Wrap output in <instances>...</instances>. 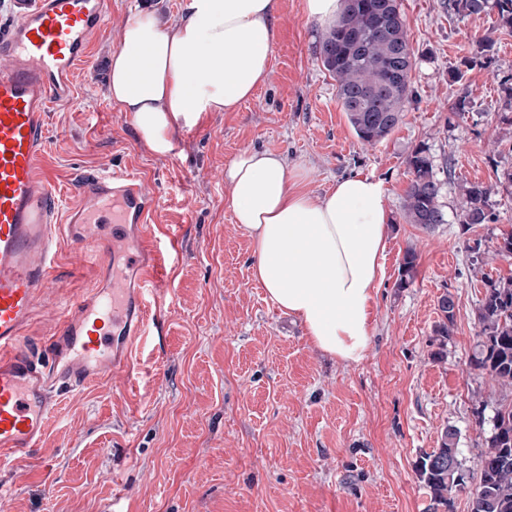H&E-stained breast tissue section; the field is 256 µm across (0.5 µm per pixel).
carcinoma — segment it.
<instances>
[{"label": "carcinoma", "mask_w": 512, "mask_h": 512, "mask_svg": "<svg viewBox=\"0 0 512 512\" xmlns=\"http://www.w3.org/2000/svg\"><path fill=\"white\" fill-rule=\"evenodd\" d=\"M441 7L459 18L497 15V27L512 31V0H441ZM494 41H477L475 53L461 59L451 72L454 81L465 73L491 63ZM322 66L336 80L343 111L356 136L365 144L385 140L399 126L413 97L412 72L416 56L410 44L401 0H347L341 19L321 43ZM500 121L512 126V74L499 79ZM410 180L402 203L407 223L431 230L446 223L439 203L429 148L415 147L406 158ZM512 186V169H503L490 185L464 187L459 202V221L472 226L495 222L492 198L499 188ZM416 266V254L404 253L397 287L405 288ZM440 321L434 335L440 360L455 321V300L449 292L438 299ZM480 336L472 365L500 388L512 390V278L489 280L479 300ZM458 431L443 429L438 447L420 456L419 482L428 490L433 509L454 512L456 495L468 494V512H512V402L500 403L492 417V431L476 462V472L463 468L459 459Z\"/></svg>", "instance_id": "carcinoma-1"}]
</instances>
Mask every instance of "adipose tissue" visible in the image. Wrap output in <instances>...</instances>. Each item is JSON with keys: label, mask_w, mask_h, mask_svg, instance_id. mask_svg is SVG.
Returning <instances> with one entry per match:
<instances>
[{"label": "adipose tissue", "mask_w": 512, "mask_h": 512, "mask_svg": "<svg viewBox=\"0 0 512 512\" xmlns=\"http://www.w3.org/2000/svg\"><path fill=\"white\" fill-rule=\"evenodd\" d=\"M280 0H182L171 25L138 12L112 53L108 95L156 154L209 112H231L269 78ZM224 176L236 224L252 242L254 277L305 325L314 346L346 363L369 344L385 270L389 211L383 181L354 173L324 196L272 151H241Z\"/></svg>", "instance_id": "obj_1"}]
</instances>
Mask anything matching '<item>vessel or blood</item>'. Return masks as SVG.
<instances>
[{
    "label": "vessel or blood",
    "instance_id": "obj_1",
    "mask_svg": "<svg viewBox=\"0 0 512 512\" xmlns=\"http://www.w3.org/2000/svg\"><path fill=\"white\" fill-rule=\"evenodd\" d=\"M112 0H19L0 34V461H25L39 447L59 390L124 372L145 336L152 283L164 255L148 231L153 202L129 172L99 173L66 214L40 175L47 113L69 98L92 35ZM97 225L111 249L97 285L64 312L34 353L25 336L38 298L57 275L60 234L84 239Z\"/></svg>",
    "mask_w": 512,
    "mask_h": 512
}]
</instances>
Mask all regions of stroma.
Wrapping results in <instances>:
<instances>
[{
    "instance_id": "1",
    "label": "stroma",
    "mask_w": 512,
    "mask_h": 512,
    "mask_svg": "<svg viewBox=\"0 0 512 512\" xmlns=\"http://www.w3.org/2000/svg\"><path fill=\"white\" fill-rule=\"evenodd\" d=\"M182 0H112L72 96L54 104L40 168L51 172L60 211L83 178L130 171L156 201L150 223L169 259L128 375L57 396L43 440L25 462L0 465L7 512H433L415 474L440 431L459 432L465 469L476 467L501 400L470 359L485 278L512 277V257L470 263L473 245L494 250L512 231V193L495 198L496 221L466 227L457 205L465 186L491 184L512 166V127L499 121L498 81L512 74V32L494 16L458 19L440 0H402L416 55L415 98L385 140L362 144L323 68L325 28L302 0H280L271 74L232 112H209L176 132L169 154L151 152L130 116L108 97L113 51L127 22L152 8L180 16ZM494 42L488 68L458 82L449 73L477 37ZM472 109L452 112L460 95ZM426 145L442 184L446 221L426 232L406 223L405 159ZM246 149L282 154L320 195L355 172L384 182L390 224L385 278L377 289L370 342L348 364L320 352L304 326L252 275V246L226 200L224 170ZM417 255L398 288L406 249ZM104 252L60 238L58 278L26 330L40 344L65 309L96 286ZM452 293L456 318L443 360L432 358L438 298Z\"/></svg>"
}]
</instances>
